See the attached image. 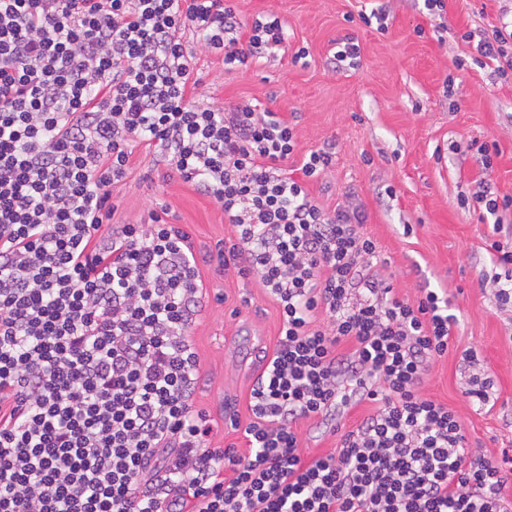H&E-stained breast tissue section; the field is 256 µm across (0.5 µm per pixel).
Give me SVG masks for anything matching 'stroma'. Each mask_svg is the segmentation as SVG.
Instances as JSON below:
<instances>
[{
    "instance_id": "stroma-1",
    "label": "stroma",
    "mask_w": 512,
    "mask_h": 512,
    "mask_svg": "<svg viewBox=\"0 0 512 512\" xmlns=\"http://www.w3.org/2000/svg\"><path fill=\"white\" fill-rule=\"evenodd\" d=\"M244 19L273 13L286 24L290 49L250 70H225L222 58L198 56L197 96L218 105L250 103L295 118L296 150L289 167L335 141L336 163L310 191L326 208L345 195L362 203L365 232L387 262L400 295L443 288L458 317L448 352L435 360L422 393L462 419L466 452L512 449V306H499L479 270L491 269L488 227L464 209L481 180L512 197V73L490 79L472 64L466 31L497 24L504 0H445L441 19L423 0H390L385 31L366 27L359 15L372 0H236ZM353 35L361 50L355 70L328 63L337 39ZM302 48L306 63L293 62ZM469 65L456 69L454 59ZM496 143L490 169L478 162L476 142ZM135 171L115 188L119 214L136 222L154 199L167 201L191 232L198 252L213 250L230 228L220 206L191 186L166 178L144 151ZM411 232H404V225ZM216 262L200 263L207 309L190 331L200 361L195 405L208 414L213 447H244L226 415L237 405L248 421L249 393L260 348L273 347L281 324L275 301L255 280L224 276ZM478 353L497 397L479 407L466 390L473 371L464 350Z\"/></svg>"
}]
</instances>
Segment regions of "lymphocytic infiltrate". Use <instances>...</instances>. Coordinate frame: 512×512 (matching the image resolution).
Listing matches in <instances>:
<instances>
[{
  "mask_svg": "<svg viewBox=\"0 0 512 512\" xmlns=\"http://www.w3.org/2000/svg\"><path fill=\"white\" fill-rule=\"evenodd\" d=\"M189 34L228 69L288 40L231 0H0V512H512V457L463 456L461 418L421 392L457 324L447 297H398L361 205L311 196L335 142L292 168L288 120L195 99ZM465 38L512 71V19ZM139 147L221 206L219 272L278 305L245 449L211 447L194 406L192 234L166 203L117 216ZM486 250L481 281L511 303L512 250ZM363 402L339 448L305 457L301 423Z\"/></svg>",
  "mask_w": 512,
  "mask_h": 512,
  "instance_id": "lymphocytic-infiltrate-1",
  "label": "lymphocytic infiltrate"
}]
</instances>
